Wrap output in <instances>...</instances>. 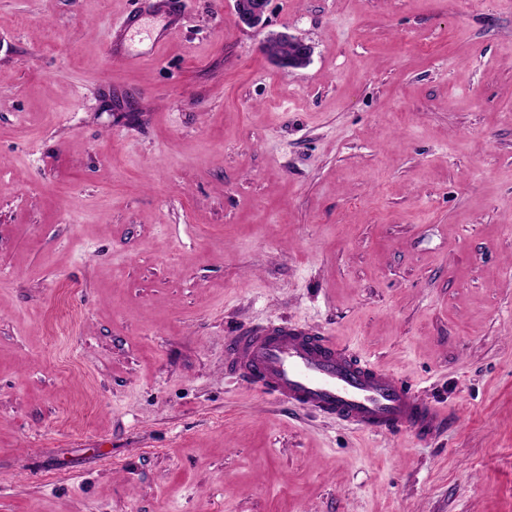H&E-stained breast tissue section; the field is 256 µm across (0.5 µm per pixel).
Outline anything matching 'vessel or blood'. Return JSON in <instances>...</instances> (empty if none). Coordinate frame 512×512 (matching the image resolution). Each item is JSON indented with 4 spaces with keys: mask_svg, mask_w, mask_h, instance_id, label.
<instances>
[{
    "mask_svg": "<svg viewBox=\"0 0 512 512\" xmlns=\"http://www.w3.org/2000/svg\"><path fill=\"white\" fill-rule=\"evenodd\" d=\"M163 38H154L147 54L110 44V63L131 65L158 55ZM232 366L274 399L300 409L336 417L354 431L384 436L412 432L427 440L444 425L440 407L415 396L410 387L366 358L340 348L328 336L299 325L270 323L230 337Z\"/></svg>",
    "mask_w": 512,
    "mask_h": 512,
    "instance_id": "vessel-or-blood-1",
    "label": "vessel or blood"
}]
</instances>
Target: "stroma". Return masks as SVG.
<instances>
[{
  "mask_svg": "<svg viewBox=\"0 0 512 512\" xmlns=\"http://www.w3.org/2000/svg\"><path fill=\"white\" fill-rule=\"evenodd\" d=\"M141 6L157 61L108 65ZM0 0V512H512V0ZM285 321L429 441L228 368ZM268 0H235V14L240 25L264 28ZM284 44H288V53L282 52ZM262 51L273 61L284 68L302 69L310 64L312 47L303 38L287 32L269 33L263 44Z\"/></svg>",
  "mask_w": 512,
  "mask_h": 512,
  "instance_id": "stroma-1",
  "label": "stroma"
}]
</instances>
